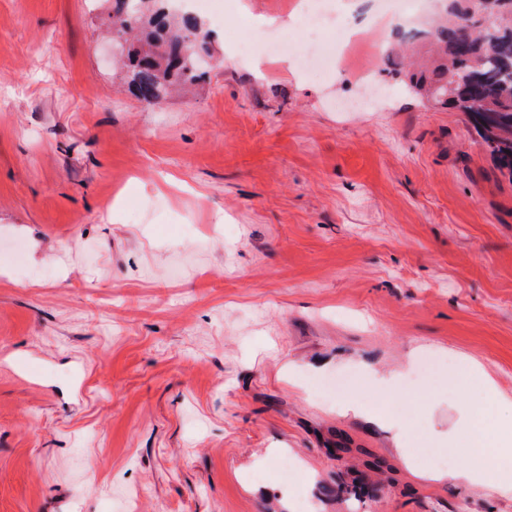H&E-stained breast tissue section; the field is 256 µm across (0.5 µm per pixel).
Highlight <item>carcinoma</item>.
Returning <instances> with one entry per match:
<instances>
[{"label": "carcinoma", "instance_id": "1", "mask_svg": "<svg viewBox=\"0 0 512 512\" xmlns=\"http://www.w3.org/2000/svg\"><path fill=\"white\" fill-rule=\"evenodd\" d=\"M444 2L433 32L436 55L411 76V87L457 110L469 98L486 101L489 111L470 118L497 170L512 177V0H490L495 37L468 18L469 0ZM112 34L142 45L128 56L126 77L143 100L162 98L171 86L188 88L205 75L194 57L208 49L209 32L191 14L169 15L164 0H112Z\"/></svg>", "mask_w": 512, "mask_h": 512}]
</instances>
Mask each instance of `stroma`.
Returning <instances> with one entry per match:
<instances>
[{"instance_id":"obj_1","label":"stroma","mask_w":512,"mask_h":512,"mask_svg":"<svg viewBox=\"0 0 512 512\" xmlns=\"http://www.w3.org/2000/svg\"><path fill=\"white\" fill-rule=\"evenodd\" d=\"M301 2L235 0L153 107L107 0H0V512H512L399 458L430 468L472 365L512 398V181L386 57L236 54L303 48Z\"/></svg>"}]
</instances>
